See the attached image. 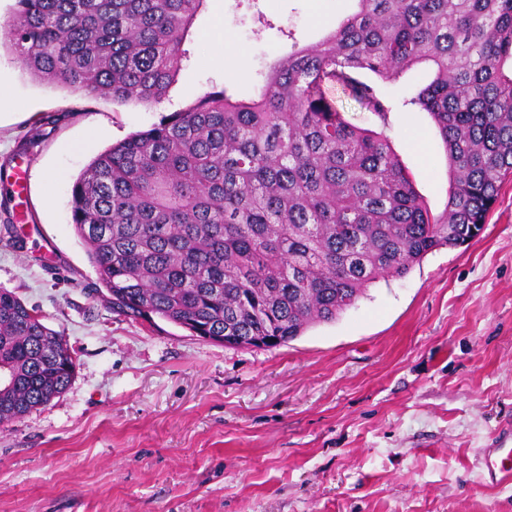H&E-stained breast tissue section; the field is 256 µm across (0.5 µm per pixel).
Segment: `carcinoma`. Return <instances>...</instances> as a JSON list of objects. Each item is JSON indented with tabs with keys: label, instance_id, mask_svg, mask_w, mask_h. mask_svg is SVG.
Segmentation results:
<instances>
[{
	"label": "carcinoma",
	"instance_id": "cac0c4a2",
	"mask_svg": "<svg viewBox=\"0 0 512 512\" xmlns=\"http://www.w3.org/2000/svg\"><path fill=\"white\" fill-rule=\"evenodd\" d=\"M357 2L275 64L258 99L209 91L75 179L72 224L120 314L276 347L336 320L377 279L480 236L512 174V0ZM202 4L16 0L0 41L36 79L158 104ZM423 63L435 76L407 103L431 116L448 157L438 216L387 137L345 121L332 96L384 121L392 104L362 72L394 81ZM75 371L60 332L0 290V424L48 405Z\"/></svg>",
	"mask_w": 512,
	"mask_h": 512
}]
</instances>
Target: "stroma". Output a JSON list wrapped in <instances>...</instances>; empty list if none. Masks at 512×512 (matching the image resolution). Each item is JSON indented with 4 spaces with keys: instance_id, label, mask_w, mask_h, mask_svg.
<instances>
[{
    "instance_id": "35a3bbf8",
    "label": "stroma",
    "mask_w": 512,
    "mask_h": 512,
    "mask_svg": "<svg viewBox=\"0 0 512 512\" xmlns=\"http://www.w3.org/2000/svg\"><path fill=\"white\" fill-rule=\"evenodd\" d=\"M356 0H204L187 61L157 105H117L33 78L0 45V289L61 332L68 389L0 425V512H512L484 452L512 424V176L482 236L381 278L335 321L271 348H229L118 315L71 223L73 181L95 157L205 92L257 98L290 50L321 41ZM388 137L432 213L449 169L428 113L433 78L389 82ZM38 146L26 143L34 121ZM101 135L91 150L81 141Z\"/></svg>"
}]
</instances>
